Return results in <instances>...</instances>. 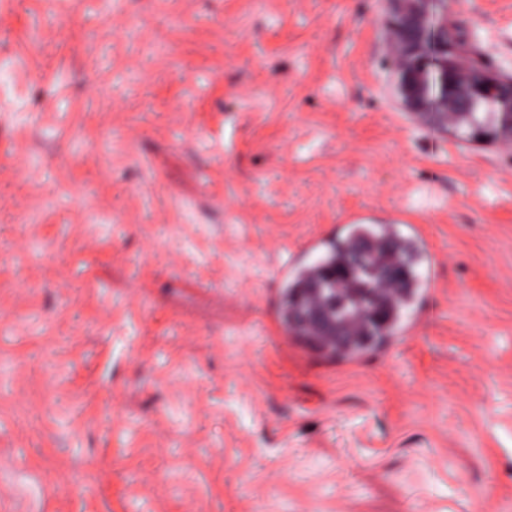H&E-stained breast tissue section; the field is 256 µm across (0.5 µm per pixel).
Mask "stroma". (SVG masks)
<instances>
[{"label":"stroma","instance_id":"obj_1","mask_svg":"<svg viewBox=\"0 0 512 512\" xmlns=\"http://www.w3.org/2000/svg\"><path fill=\"white\" fill-rule=\"evenodd\" d=\"M391 0H0L5 512H512V152L420 117ZM452 24L512 73V0ZM431 284L331 360L281 263L350 213Z\"/></svg>","mask_w":512,"mask_h":512}]
</instances>
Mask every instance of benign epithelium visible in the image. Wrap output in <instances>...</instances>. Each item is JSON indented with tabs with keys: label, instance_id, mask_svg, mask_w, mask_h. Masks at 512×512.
Returning a JSON list of instances; mask_svg holds the SVG:
<instances>
[{
	"label": "benign epithelium",
	"instance_id": "1",
	"mask_svg": "<svg viewBox=\"0 0 512 512\" xmlns=\"http://www.w3.org/2000/svg\"><path fill=\"white\" fill-rule=\"evenodd\" d=\"M398 10L392 28L391 63L398 73L402 95L414 109L433 117L455 133L462 118L473 111L479 96H488L506 115L508 133L497 137L512 146V75L488 69L478 54L454 33L448 23L450 0H395ZM437 73L451 90L433 97L427 85Z\"/></svg>",
	"mask_w": 512,
	"mask_h": 512
}]
</instances>
